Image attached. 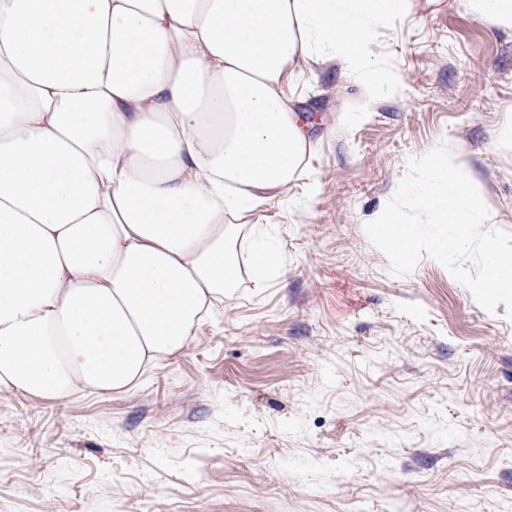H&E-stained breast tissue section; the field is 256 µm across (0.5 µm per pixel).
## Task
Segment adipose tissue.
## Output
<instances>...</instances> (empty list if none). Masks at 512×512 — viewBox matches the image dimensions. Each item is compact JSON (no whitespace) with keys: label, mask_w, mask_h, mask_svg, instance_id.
I'll return each mask as SVG.
<instances>
[{"label":"adipose tissue","mask_w":512,"mask_h":512,"mask_svg":"<svg viewBox=\"0 0 512 512\" xmlns=\"http://www.w3.org/2000/svg\"><path fill=\"white\" fill-rule=\"evenodd\" d=\"M412 0H0V394H123L180 356L308 147L305 76L399 93L375 37Z\"/></svg>","instance_id":"1"}]
</instances>
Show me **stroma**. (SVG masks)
Returning a JSON list of instances; mask_svg holds the SVG:
<instances>
[{"label":"stroma","mask_w":512,"mask_h":512,"mask_svg":"<svg viewBox=\"0 0 512 512\" xmlns=\"http://www.w3.org/2000/svg\"><path fill=\"white\" fill-rule=\"evenodd\" d=\"M403 79L366 114L329 72L295 94L312 151L280 276H242L126 394L0 396V512H512V320L432 259L392 276L364 225L407 157L448 142L512 231V29L458 0L389 22Z\"/></svg>","instance_id":"1"}]
</instances>
